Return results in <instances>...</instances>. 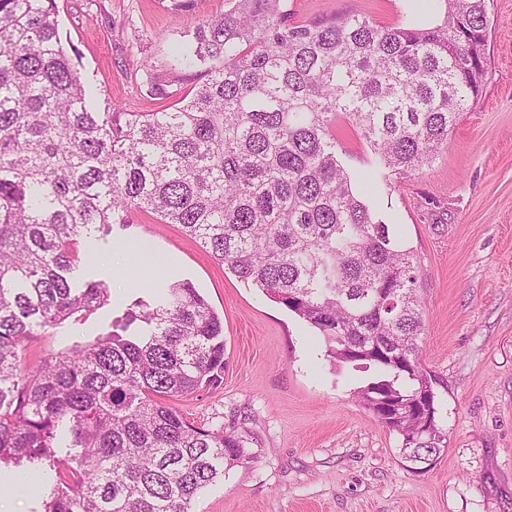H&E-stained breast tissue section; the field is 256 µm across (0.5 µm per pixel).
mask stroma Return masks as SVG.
<instances>
[{
  "mask_svg": "<svg viewBox=\"0 0 512 512\" xmlns=\"http://www.w3.org/2000/svg\"><path fill=\"white\" fill-rule=\"evenodd\" d=\"M56 0L60 36L104 112H149L146 75L181 94L205 76H174L170 50L230 0ZM293 20L360 11L384 25L432 0H287ZM488 70L434 162L390 178L376 208L420 264L423 361L439 379L446 449L411 471L397 435L358 401L367 372L335 362L322 337L284 305L240 282L180 225L134 212L98 241L93 268L109 305L73 329H48L21 352L26 368L110 331L147 281L110 262L115 242L147 244L166 276L187 279L224 319V381L175 400L196 426L247 430L254 462L208 486L193 512H512V0H488ZM22 470L0 469V512H40Z\"/></svg>",
  "mask_w": 512,
  "mask_h": 512,
  "instance_id": "stroma-1",
  "label": "stroma"
}]
</instances>
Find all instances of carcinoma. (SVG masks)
I'll return each mask as SVG.
<instances>
[{
	"label": "carcinoma",
	"mask_w": 512,
	"mask_h": 512,
	"mask_svg": "<svg viewBox=\"0 0 512 512\" xmlns=\"http://www.w3.org/2000/svg\"><path fill=\"white\" fill-rule=\"evenodd\" d=\"M230 2L172 54L174 73L202 66L205 82L122 123L97 111L56 0H0V466L54 472L43 512H193L256 458L246 434L167 403L224 379V320L187 279L160 280L111 331L22 367L38 331L108 304L103 281L75 279L78 243L134 211L180 225L328 356L373 371L356 397L403 459L445 451L414 252L356 190L335 128L348 122L384 179L431 163L483 91L486 0H439L430 26L358 12L296 22L286 0ZM143 68L150 98L177 95ZM65 440L76 452L60 458Z\"/></svg>",
	"instance_id": "carcinoma-1"
}]
</instances>
